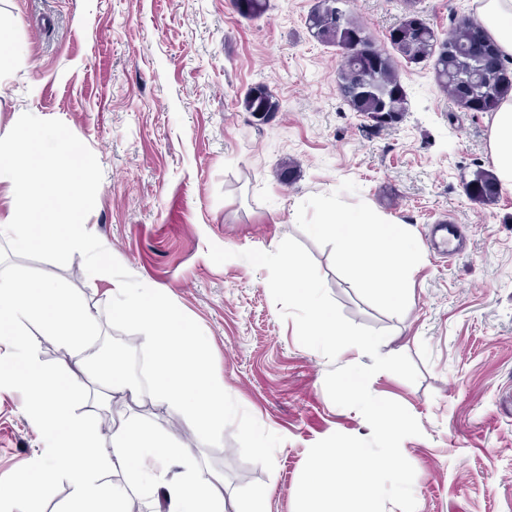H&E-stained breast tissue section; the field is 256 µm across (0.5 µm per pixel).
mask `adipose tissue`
Wrapping results in <instances>:
<instances>
[{"label": "adipose tissue", "instance_id": "ef3b65f1", "mask_svg": "<svg viewBox=\"0 0 512 512\" xmlns=\"http://www.w3.org/2000/svg\"><path fill=\"white\" fill-rule=\"evenodd\" d=\"M474 3L504 62H511L512 0ZM489 159L499 191L512 194V97L493 114ZM310 230L335 242L341 264L368 269L372 283L382 284L381 294L391 308L408 305L407 289L391 285L404 276L415 256L403 226L370 208L336 202L324 207ZM29 324L37 326L39 338L67 353V365L48 367L41 362L38 339L23 332ZM95 324L93 308L62 289L0 275V391L22 394L23 412L42 442L26 472L14 482L0 483V512H32L34 501L61 479L70 488L62 512H127L134 496L163 505L164 512H261L253 502L227 504L223 481L202 477L189 450L158 434L148 421L125 417L104 431L77 413L78 405L90 401L85 352ZM106 435L112 439L108 457L99 451ZM107 471L121 473V480L104 481Z\"/></svg>", "mask_w": 512, "mask_h": 512}]
</instances>
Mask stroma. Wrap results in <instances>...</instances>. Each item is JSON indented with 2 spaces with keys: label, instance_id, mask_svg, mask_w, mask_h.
Returning <instances> with one entry per match:
<instances>
[{
  "label": "stroma",
  "instance_id": "35a3bbf8",
  "mask_svg": "<svg viewBox=\"0 0 512 512\" xmlns=\"http://www.w3.org/2000/svg\"><path fill=\"white\" fill-rule=\"evenodd\" d=\"M315 2L267 0L263 14L246 17L235 0H0V23L22 49L0 72V133L29 112L61 120L87 145L103 170L87 224L201 326L225 391L282 436L269 472L241 458L233 428L209 447L183 415L148 410L203 471L223 473L228 502L259 498L266 512H295L309 448L335 432L371 434L324 387L328 370L355 355L331 362L302 346L294 322L279 316L267 270L208 256L212 243L238 254L292 237L349 320L387 331L380 353L406 354L419 370L414 383L389 372L371 380L422 429L402 443L417 512H512V195L486 204L470 196L475 171L489 166L492 115L460 111L431 63L403 61L407 112H353L338 89L341 52L307 27ZM411 10L441 36L474 14L472 0L348 5L381 47ZM258 85L280 111H247ZM335 200L404 225L416 248L406 308L391 309L359 270L337 262L330 239L310 232ZM443 220L466 236L463 253L430 250V229ZM9 261L63 278L95 309L94 340L111 334L110 284L90 282L80 254L62 267ZM39 446L20 396L0 392V483Z\"/></svg>",
  "mask_w": 512,
  "mask_h": 512
}]
</instances>
